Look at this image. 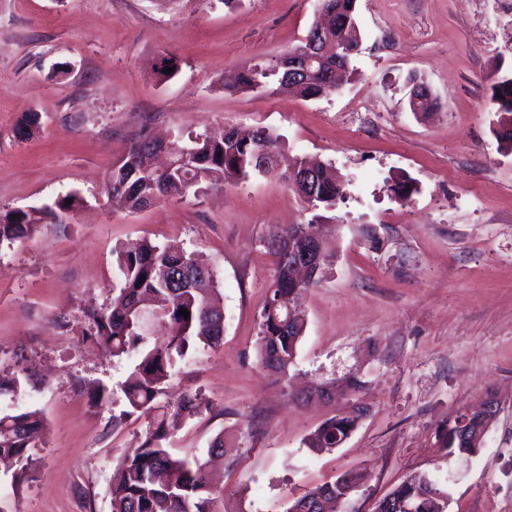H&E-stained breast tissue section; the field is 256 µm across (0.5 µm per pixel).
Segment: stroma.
Wrapping results in <instances>:
<instances>
[{
  "label": "stroma",
  "mask_w": 512,
  "mask_h": 512,
  "mask_svg": "<svg viewBox=\"0 0 512 512\" xmlns=\"http://www.w3.org/2000/svg\"><path fill=\"white\" fill-rule=\"evenodd\" d=\"M318 0H0V212L77 191L76 212L0 245V376L45 431L16 486L0 465V512H112L117 458L145 417L126 415L127 360L83 341L90 310L112 298L113 251L154 239L195 252L217 273L224 340L178 361L165 398L200 391L209 411L181 424L173 453L211 463L227 512H282L287 495L346 471L363 474L356 512L408 475L448 488L447 512H512V152L490 104L512 72V0H356L353 73L330 95L233 92L225 77L305 41ZM177 72L159 73L162 56ZM439 101L409 110L411 80ZM39 113L40 127H17ZM266 127L278 161L308 156L346 179L332 209L303 200L280 174L207 186L140 210L105 191L139 135L221 134ZM411 183L409 198L394 180ZM328 213L332 257L300 299L307 325L288 377L256 352L257 314L275 275L266 240ZM359 377L325 402L308 393ZM107 385L103 406L87 398ZM496 395L500 413L480 451L449 454L443 424ZM362 405L338 448L308 436ZM224 438V456L209 446Z\"/></svg>",
  "instance_id": "obj_1"
}]
</instances>
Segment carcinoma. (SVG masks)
<instances>
[{
  "mask_svg": "<svg viewBox=\"0 0 512 512\" xmlns=\"http://www.w3.org/2000/svg\"><path fill=\"white\" fill-rule=\"evenodd\" d=\"M356 0H319L337 15L339 23L330 34L336 42L350 35L347 21L356 20ZM319 73L295 86L296 93L307 100L332 93L329 83ZM289 87L287 69L275 61L245 67L224 81V88L270 91ZM491 103L498 112L512 113V74L502 75L492 84ZM153 139L141 136L129 145L126 155L112 164L107 190L128 208L139 210L173 190L200 194L210 181L236 183L252 173L268 175L275 170V152L279 139L268 129L257 127L238 138L219 140L203 134L188 139L179 136L165 144L152 146ZM299 162L314 166L310 202L326 207L343 198L345 182L336 169L306 156ZM72 199L66 204V199ZM83 197L76 191L60 194L50 205L33 209L0 212V242H16L32 235L40 219L72 213L82 207ZM305 228L292 224L287 231L273 236L269 249L276 257V274L267 286L271 294L258 315L257 349L261 366L285 377L294 364L303 339L306 319L297 308L296 297L318 284L330 257L328 246L315 243L319 256L317 273L308 281L290 276L288 253L306 245L298 232ZM116 281L110 303L86 315L81 335L104 347L114 357L134 360L133 371L122 388L126 405L132 413L148 420L145 438L118 460L111 484L112 512H225L223 492L211 486L205 464L197 459L174 455L166 442L172 431L203 412L207 404L198 395H183L173 405H162L158 396L173 373L176 361L189 349L203 345L215 348L224 337V311L215 304L217 274L210 267L195 269L196 260L186 251L146 240L135 249L115 251ZM185 308L190 318L179 314ZM153 315L169 324L172 336L160 341L145 327ZM499 409L483 407L470 414H456L448 421L445 447L448 454L475 455L484 445L487 432ZM359 415H334L324 420L309 436L311 448L332 449L354 431ZM43 430L35 411L12 407L0 413V457L18 465L13 483L30 479L32 459L27 449ZM359 475L343 472L300 494L287 498L284 512H312L306 504L323 499L333 503L339 497L350 498ZM389 496L402 503L405 512H445L448 491L439 480L425 474L408 476Z\"/></svg>",
  "mask_w": 512,
  "mask_h": 512,
  "instance_id": "1",
  "label": "carcinoma"
}]
</instances>
